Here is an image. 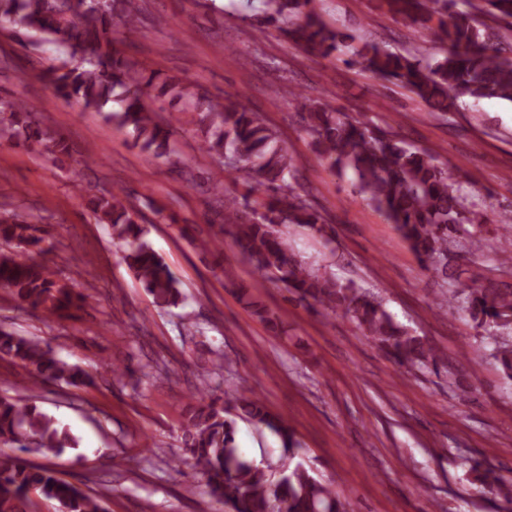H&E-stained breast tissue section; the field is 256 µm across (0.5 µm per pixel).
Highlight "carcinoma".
I'll use <instances>...</instances> for the list:
<instances>
[{
    "instance_id": "cac0c4a2",
    "label": "carcinoma",
    "mask_w": 512,
    "mask_h": 512,
    "mask_svg": "<svg viewBox=\"0 0 512 512\" xmlns=\"http://www.w3.org/2000/svg\"><path fill=\"white\" fill-rule=\"evenodd\" d=\"M387 12L425 25L435 42L448 45L440 59L428 63L410 53L367 44L357 56L365 69L396 80L421 99L428 112L445 115L459 102L501 99L512 102V57L503 54L505 33L512 32V0H380ZM310 0H266L263 21L279 30L311 57H327L340 43L339 33L309 9ZM495 26H490L486 20ZM135 28L141 9L134 0H0V29L14 35L35 33L65 50L67 58L48 67L43 78L56 94L105 112V119L132 129L141 149L168 162L176 157L175 117L157 121L153 101L182 105L196 115L201 150L225 160V166L256 176L253 205L239 210L236 198L218 196L221 237L201 241L218 249L227 235L251 262L260 283L281 284L304 302L326 313L341 311L397 365L428 368L440 356L423 337L411 333L384 308L381 300L354 285L317 272L295 258L284 228L290 224L326 232L323 216L295 192L297 168L275 131L239 97H208L187 79L159 78L155 71L119 48L116 23ZM304 109L305 131L315 149L334 169L352 171L368 202L397 226L425 268L448 276L450 263L462 258L460 235L468 224H484V209L468 202L461 177L448 173L435 153L408 147L392 133L350 118L326 105L286 90ZM119 108L105 110L112 101ZM0 140L57 159L72 154L66 138L41 125L23 100L0 102ZM86 206L99 224L112 230L123 260L161 309L176 307L181 292L175 274L145 239L141 212L123 191L103 188ZM48 230L31 214L0 211V287L24 308L44 318H63L89 305L47 263L19 252L43 251ZM458 308L487 332L512 329V288L474 284ZM493 357L512 380V343L492 337ZM0 358L20 362L32 383L90 386L91 376L60 359L47 344L0 328ZM279 437L287 463L274 474L245 458L236 444V419ZM0 442L16 448L0 452V512H31L30 492L59 503L60 512H106L103 499L60 476L49 466H35L22 456L34 451L58 458L76 445L56 420L22 397L0 395ZM182 444L200 475L204 492L228 512H352L351 503L330 484L296 460L294 435L252 389L236 386L222 397L201 396L188 406ZM475 480L512 504V486L493 469L478 463Z\"/></svg>"
}]
</instances>
